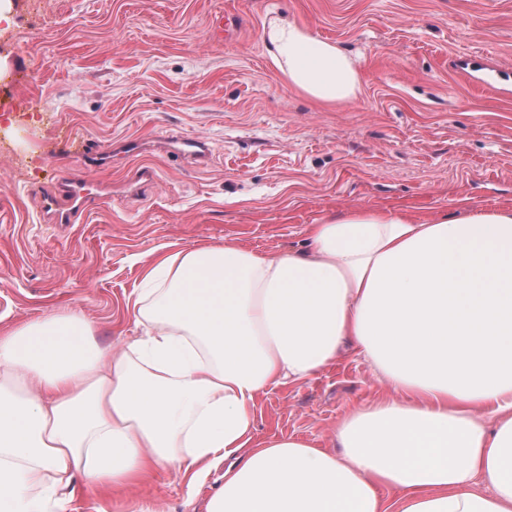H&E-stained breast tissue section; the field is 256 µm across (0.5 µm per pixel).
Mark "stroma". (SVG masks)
I'll return each mask as SVG.
<instances>
[{"instance_id": "35a3bbf8", "label": "stroma", "mask_w": 512, "mask_h": 512, "mask_svg": "<svg viewBox=\"0 0 512 512\" xmlns=\"http://www.w3.org/2000/svg\"><path fill=\"white\" fill-rule=\"evenodd\" d=\"M0 76L20 115L0 150V333L51 312L90 322L109 348L141 336L126 310L166 251L234 241L302 251L306 228L354 209L416 223L512 209V0H8ZM286 18L336 42L361 84L327 105L288 87L263 38ZM205 141L209 159L169 153ZM139 142L101 172L110 187L70 223L39 197L83 155ZM386 389L353 350L309 382L256 402V440L333 445L337 423ZM224 482L168 475L66 512H206Z\"/></svg>"}]
</instances>
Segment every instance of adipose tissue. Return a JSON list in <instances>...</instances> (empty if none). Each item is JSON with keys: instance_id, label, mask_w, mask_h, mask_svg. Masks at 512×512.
Segmentation results:
<instances>
[{"instance_id": "1", "label": "adipose tissue", "mask_w": 512, "mask_h": 512, "mask_svg": "<svg viewBox=\"0 0 512 512\" xmlns=\"http://www.w3.org/2000/svg\"><path fill=\"white\" fill-rule=\"evenodd\" d=\"M264 40L290 88L355 99L335 43L283 18ZM306 233L300 254L227 242L147 263L126 304L144 334L121 348L72 313L0 336V512L61 510L77 477L108 497L218 466L206 512H512V211L356 210ZM347 342L387 396L334 449L255 440L257 399Z\"/></svg>"}]
</instances>
